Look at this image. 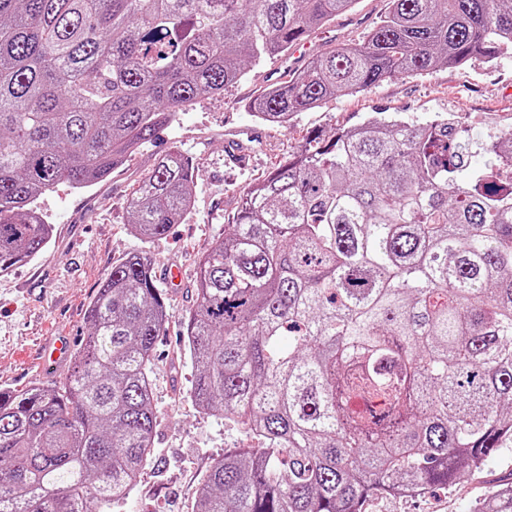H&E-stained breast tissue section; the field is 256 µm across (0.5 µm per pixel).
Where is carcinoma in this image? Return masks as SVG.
<instances>
[{
	"instance_id": "cac0c4a2",
	"label": "carcinoma",
	"mask_w": 512,
	"mask_h": 512,
	"mask_svg": "<svg viewBox=\"0 0 512 512\" xmlns=\"http://www.w3.org/2000/svg\"><path fill=\"white\" fill-rule=\"evenodd\" d=\"M358 0H0V273L52 237L37 201L108 177L178 112ZM512 54V0H389L256 99L283 126L326 99ZM481 155L482 164L472 166ZM512 133L371 118L239 196L184 318L197 408L260 448L213 460L194 512H362L448 489L512 450ZM177 148L128 202L165 236L195 194ZM71 371L0 390V512H109L154 455L149 377L169 320L150 257L112 267ZM471 512H512V484Z\"/></svg>"
}]
</instances>
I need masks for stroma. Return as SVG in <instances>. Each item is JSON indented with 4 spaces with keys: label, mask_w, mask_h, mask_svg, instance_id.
Returning a JSON list of instances; mask_svg holds the SVG:
<instances>
[{
    "label": "stroma",
    "mask_w": 512,
    "mask_h": 512,
    "mask_svg": "<svg viewBox=\"0 0 512 512\" xmlns=\"http://www.w3.org/2000/svg\"><path fill=\"white\" fill-rule=\"evenodd\" d=\"M387 5L388 0H359L352 11L314 32V53L361 42ZM306 64L303 58L263 57L221 95L201 97L179 112L173 123L103 181L82 191L59 184L39 201L53 226L50 243L41 254L0 276V389L23 390L66 373L63 363L35 372V354L57 336L81 345L88 334L87 308L102 278L131 252H149L158 269L172 264L186 269L181 288L166 293L169 321L154 345L150 380L157 416L156 457L112 512H192L194 491L211 460L224 449L256 445L240 423L196 408L188 393L193 367L182 340L183 317L195 299L196 261L223 237L240 194L256 178L285 159L307 130L317 128L330 135L380 114L417 123L451 115L478 136L489 130L512 131V55L491 63L477 58L461 67L389 78L366 91L327 99L288 125L260 124L250 103ZM241 126L264 132L262 139L251 142L252 157L244 168L224 162L226 132ZM173 146L192 160L193 207L165 238L145 243L131 232L128 199ZM510 481L512 454L494 455L452 488L429 489L407 498H372L362 512H470L488 491Z\"/></svg>",
    "instance_id": "1"
}]
</instances>
